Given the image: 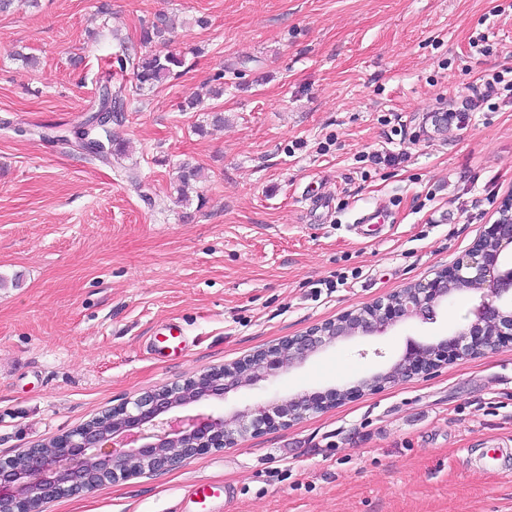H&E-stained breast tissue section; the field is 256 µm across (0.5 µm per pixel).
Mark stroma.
<instances>
[{"mask_svg": "<svg viewBox=\"0 0 512 512\" xmlns=\"http://www.w3.org/2000/svg\"><path fill=\"white\" fill-rule=\"evenodd\" d=\"M108 2L105 15L99 0H14L0 13V275L20 280L0 288L5 458L432 280L512 196V98L482 102L464 129L438 110L512 71V0ZM162 13L187 67L130 94L111 128L129 156L108 164L36 135L88 113L118 38L138 43ZM218 72L223 96L180 111ZM213 110L223 127L208 126ZM375 151L404 159L376 165ZM185 160L205 178L180 203L170 181ZM313 194L330 207L313 209ZM375 208L384 233L349 231ZM339 274L346 284L325 287ZM477 302L457 294L435 322L337 342L188 411L353 387L408 341L467 326ZM169 323L186 352L160 362L146 339ZM506 446L511 341L45 512H174L199 481L231 486L223 512H512Z\"/></svg>", "mask_w": 512, "mask_h": 512, "instance_id": "1", "label": "stroma"}]
</instances>
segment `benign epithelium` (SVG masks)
Instances as JSON below:
<instances>
[{
    "instance_id": "1",
    "label": "benign epithelium",
    "mask_w": 512,
    "mask_h": 512,
    "mask_svg": "<svg viewBox=\"0 0 512 512\" xmlns=\"http://www.w3.org/2000/svg\"><path fill=\"white\" fill-rule=\"evenodd\" d=\"M506 207L510 212L499 216L467 255L427 283L348 311L219 373L204 369L128 399L112 407L109 433L79 427L57 436L55 448L49 451L27 448L19 460L0 458V512H41L33 506L38 492L59 499L127 480L140 470L165 471L183 459L233 447L241 438L286 427L339 400L382 387L392 382L395 373L404 378L427 375L454 358L496 350L503 341L512 340V264L503 255L512 247V201L501 204ZM465 291L481 292L474 320L467 327L438 342L408 343L388 371L363 378L351 388L259 402L228 416L179 415L191 403L222 400L229 392L254 385L288 365L302 364L339 341L379 335L408 318L432 323L453 294Z\"/></svg>"
}]
</instances>
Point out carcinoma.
<instances>
[{
	"label": "carcinoma",
	"instance_id": "carcinoma-1",
	"mask_svg": "<svg viewBox=\"0 0 512 512\" xmlns=\"http://www.w3.org/2000/svg\"><path fill=\"white\" fill-rule=\"evenodd\" d=\"M171 27L166 20L154 24L143 31L142 42L153 46L144 53H137L124 43L118 44L109 62V73L101 86L97 111L112 113V121H95L90 114L73 130L74 143L82 150L93 154L106 162H111L125 152V145L115 140L110 132L112 122H121L127 111L129 89L125 76L132 74L135 89L152 90L167 80L179 75L186 64L183 55L171 49ZM203 178L202 168L190 162L177 167L174 180L177 199L189 201L188 191L196 188Z\"/></svg>",
	"mask_w": 512,
	"mask_h": 512
}]
</instances>
